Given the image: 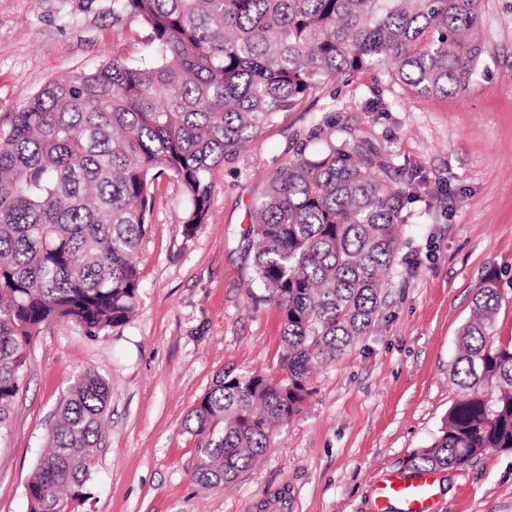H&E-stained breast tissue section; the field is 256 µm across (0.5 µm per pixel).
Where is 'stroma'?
<instances>
[{
  "instance_id": "1",
  "label": "stroma",
  "mask_w": 512,
  "mask_h": 512,
  "mask_svg": "<svg viewBox=\"0 0 512 512\" xmlns=\"http://www.w3.org/2000/svg\"><path fill=\"white\" fill-rule=\"evenodd\" d=\"M110 0H0V131L47 82L113 57L139 63L147 32L116 22ZM481 73L421 96L364 72L332 82L215 168L206 224L185 236L180 185L155 182L134 317L91 336L46 326L27 350L23 387L0 434V512H27L26 485L74 376L109 389L102 441L80 512H374L376 483L406 472L456 394L448 377L475 289L489 267L512 272V0H484ZM336 112L401 170L407 220L370 332L311 381L301 411L227 487H197L189 411L227 369L278 375L282 317L252 298V210L312 123ZM435 512H512V450L438 471Z\"/></svg>"
}]
</instances>
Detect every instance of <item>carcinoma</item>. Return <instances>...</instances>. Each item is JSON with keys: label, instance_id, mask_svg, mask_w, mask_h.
Wrapping results in <instances>:
<instances>
[{"label": "carcinoma", "instance_id": "obj_1", "mask_svg": "<svg viewBox=\"0 0 512 512\" xmlns=\"http://www.w3.org/2000/svg\"><path fill=\"white\" fill-rule=\"evenodd\" d=\"M483 2L112 0L114 20L148 31L147 59L51 80L0 134V433L45 326L66 320L97 336L134 315L155 179L180 183L193 236L208 220L213 170L325 83L378 70L434 95L469 82ZM397 172L333 117L272 175L248 235L253 284L283 313L281 375L225 371L192 408L197 484L249 468L299 413L313 372L373 327L405 223ZM505 275L491 268L478 283L449 370L457 396L409 456L414 473L512 449V341L495 334ZM108 395L97 373L76 375L27 483L28 512H76Z\"/></svg>", "mask_w": 512, "mask_h": 512}]
</instances>
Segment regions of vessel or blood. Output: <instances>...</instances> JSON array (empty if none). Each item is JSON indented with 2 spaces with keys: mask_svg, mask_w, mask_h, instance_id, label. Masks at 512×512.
<instances>
[{
  "mask_svg": "<svg viewBox=\"0 0 512 512\" xmlns=\"http://www.w3.org/2000/svg\"><path fill=\"white\" fill-rule=\"evenodd\" d=\"M435 476L424 472L406 476L400 472L387 474L375 488L377 512H390L400 504L402 512H434Z\"/></svg>",
  "mask_w": 512,
  "mask_h": 512,
  "instance_id": "vessel-or-blood-1",
  "label": "vessel or blood"
}]
</instances>
